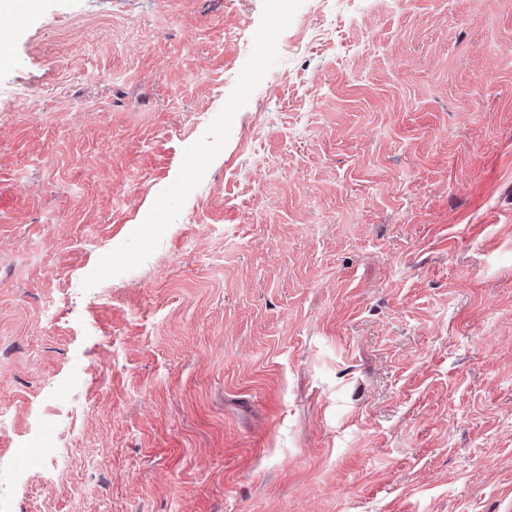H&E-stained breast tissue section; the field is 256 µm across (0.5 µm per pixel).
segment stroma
<instances>
[{
	"label": "stroma",
	"mask_w": 512,
	"mask_h": 512,
	"mask_svg": "<svg viewBox=\"0 0 512 512\" xmlns=\"http://www.w3.org/2000/svg\"><path fill=\"white\" fill-rule=\"evenodd\" d=\"M4 491L512 512V0H42L0 67Z\"/></svg>",
	"instance_id": "35a3bbf8"
}]
</instances>
